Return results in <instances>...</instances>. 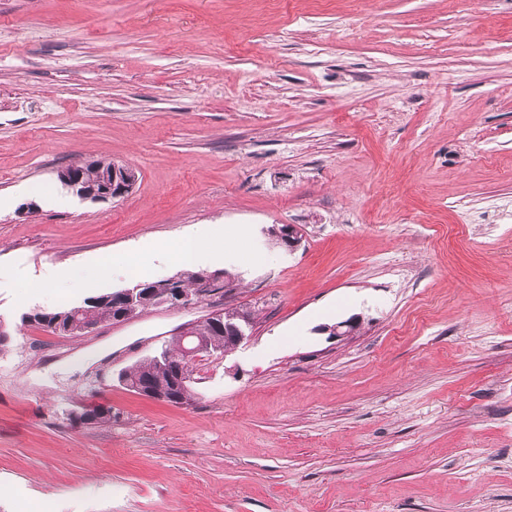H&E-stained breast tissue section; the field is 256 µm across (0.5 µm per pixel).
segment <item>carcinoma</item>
<instances>
[{
	"label": "carcinoma",
	"mask_w": 512,
	"mask_h": 512,
	"mask_svg": "<svg viewBox=\"0 0 512 512\" xmlns=\"http://www.w3.org/2000/svg\"><path fill=\"white\" fill-rule=\"evenodd\" d=\"M116 301L117 297L113 292L89 296L83 300V305H81V318L89 324L108 322L112 320V311H114ZM73 310L72 306H62L47 311L31 310L22 315V321L34 323L45 331L52 326L64 330L70 322ZM199 335L214 351H222L225 345L231 343V338L224 335V332L206 324L200 328ZM161 354L164 359L160 361L152 357L123 371L124 384L135 392L139 391V386H144L150 390L148 397L155 400L166 402L169 395L173 393L178 400L186 404L189 403L192 400L189 383L178 384L171 366V360H178L182 356L180 341L171 339L168 344L164 345ZM110 423H112V410L104 407L90 409L86 412L83 420L85 425L102 426Z\"/></svg>",
	"instance_id": "1"
}]
</instances>
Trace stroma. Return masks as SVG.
I'll list each match as a JSON object with an SVG mask.
<instances>
[{
  "mask_svg": "<svg viewBox=\"0 0 512 512\" xmlns=\"http://www.w3.org/2000/svg\"><path fill=\"white\" fill-rule=\"evenodd\" d=\"M93 160L133 189L58 181ZM199 229L229 293L22 323ZM216 308L193 405L119 382ZM0 326V512H512V0H0ZM94 163L95 167L99 170L106 171L110 169L101 176V186L99 190L87 191L83 187H80L83 171L90 166L91 162L84 164L81 175L73 172L71 178L68 176L63 182V174L71 169V167H68L58 173V179L80 199L90 201H106L123 197L136 183V172L128 166L99 160L94 161Z\"/></svg>",
  "mask_w": 512,
  "mask_h": 512,
  "instance_id": "1",
  "label": "stroma"
}]
</instances>
